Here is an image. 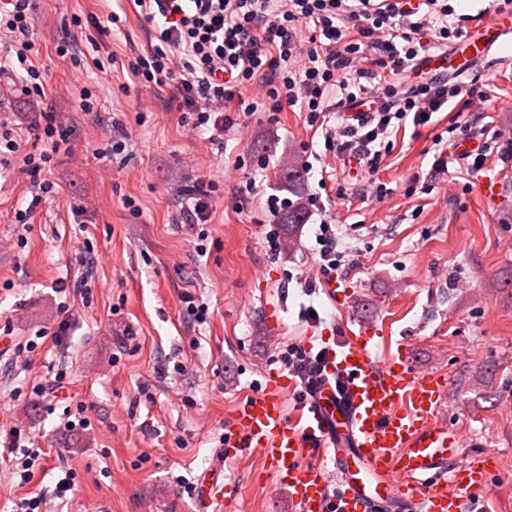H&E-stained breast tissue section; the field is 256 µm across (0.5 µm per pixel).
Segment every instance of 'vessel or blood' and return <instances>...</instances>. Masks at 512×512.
<instances>
[{"instance_id":"1","label":"vessel or blood","mask_w":512,"mask_h":512,"mask_svg":"<svg viewBox=\"0 0 512 512\" xmlns=\"http://www.w3.org/2000/svg\"><path fill=\"white\" fill-rule=\"evenodd\" d=\"M509 42L512 10L471 28L463 49L431 57L425 66L458 78ZM375 348L367 329L342 328L320 347L321 370L293 417L287 404L299 397L295 378L270 374L263 388L235 405L225 448L236 456L259 455L273 487L292 489L297 512H378L388 504L462 512L464 499L487 482L483 458H473L464 471L447 466L461 435L437 418L447 399L445 383L416 370L406 356L378 360ZM308 448L319 450L320 463L305 461ZM223 495L218 475L203 477L199 512Z\"/></svg>"}]
</instances>
